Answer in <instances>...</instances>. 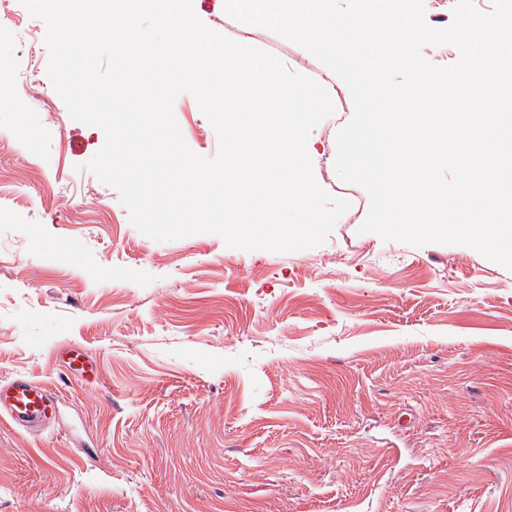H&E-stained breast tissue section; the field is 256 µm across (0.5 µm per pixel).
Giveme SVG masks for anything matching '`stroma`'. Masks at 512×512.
I'll list each match as a JSON object with an SVG mask.
<instances>
[{
  "label": "stroma",
  "instance_id": "stroma-1",
  "mask_svg": "<svg viewBox=\"0 0 512 512\" xmlns=\"http://www.w3.org/2000/svg\"><path fill=\"white\" fill-rule=\"evenodd\" d=\"M210 29L331 84L313 173L350 209L320 246L157 242L86 167L101 129L46 77L42 20L0 17V380L60 396L51 424L0 417V512H512V270L465 245L360 233L335 170L354 108L301 46L192 0ZM174 113L211 158L195 98ZM82 346L94 388L67 376Z\"/></svg>",
  "mask_w": 512,
  "mask_h": 512
}]
</instances>
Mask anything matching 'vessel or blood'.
Masks as SVG:
<instances>
[{
	"mask_svg": "<svg viewBox=\"0 0 512 512\" xmlns=\"http://www.w3.org/2000/svg\"><path fill=\"white\" fill-rule=\"evenodd\" d=\"M57 397L53 389L17 376L0 383V413L19 425L45 422L55 414Z\"/></svg>",
	"mask_w": 512,
	"mask_h": 512,
	"instance_id": "obj_1",
	"label": "vessel or blood"
}]
</instances>
